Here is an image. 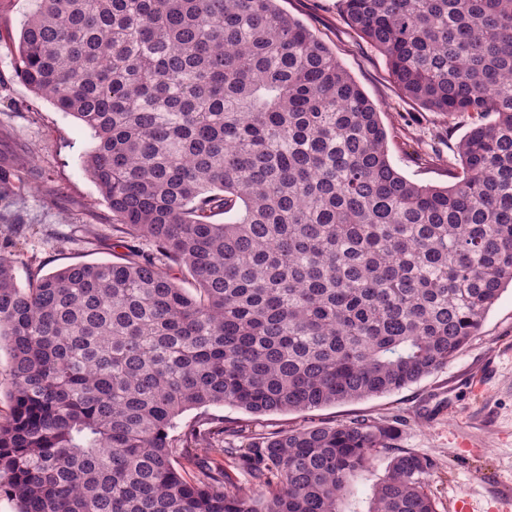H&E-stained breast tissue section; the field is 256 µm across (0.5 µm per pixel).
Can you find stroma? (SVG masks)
<instances>
[{
	"mask_svg": "<svg viewBox=\"0 0 512 512\" xmlns=\"http://www.w3.org/2000/svg\"><path fill=\"white\" fill-rule=\"evenodd\" d=\"M278 5L325 43L380 107L388 156L398 173L420 185H451L449 171L458 164L456 147L468 119L451 121L405 98L384 57L343 18L341 0H278ZM35 6V0H10L0 11V163L28 157L26 185L13 206L21 222L0 220V247L13 254L22 286L70 264L117 255L109 211L83 168L94 144L90 131L50 101L34 98L14 75L13 47ZM207 412L256 432L358 416L396 426L399 448L438 463L428 479L438 512H454L455 500L465 495L474 512H492L496 502L512 500V286L457 356L407 388L303 413L254 416L229 406ZM389 461V454L376 455L369 471L351 481L340 512H368L373 487Z\"/></svg>",
	"mask_w": 512,
	"mask_h": 512,
	"instance_id": "stroma-1",
	"label": "stroma"
}]
</instances>
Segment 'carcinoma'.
Here are the masks:
<instances>
[{"label":"carcinoma","mask_w":512,"mask_h":512,"mask_svg":"<svg viewBox=\"0 0 512 512\" xmlns=\"http://www.w3.org/2000/svg\"><path fill=\"white\" fill-rule=\"evenodd\" d=\"M342 4L407 99L470 120L454 184L396 171L378 107L277 0H38L15 76L91 131L126 252L26 287L0 252L18 512H339L380 452L369 512H437L435 461L364 416L244 448L179 423L401 390L512 283V0ZM22 185L0 165V200Z\"/></svg>","instance_id":"1"}]
</instances>
